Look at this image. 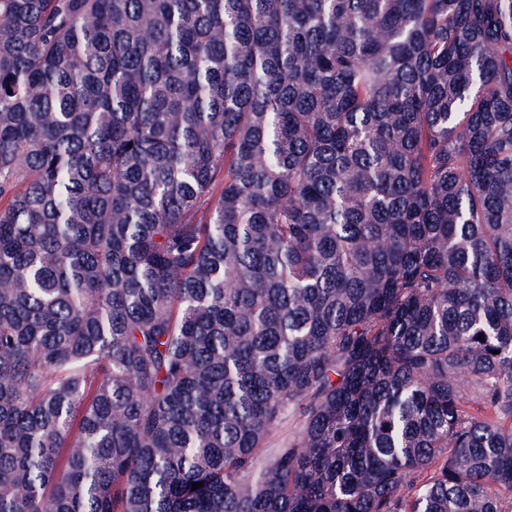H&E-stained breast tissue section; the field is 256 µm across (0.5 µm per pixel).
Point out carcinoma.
I'll return each instance as SVG.
<instances>
[{"label":"carcinoma","mask_w":512,"mask_h":512,"mask_svg":"<svg viewBox=\"0 0 512 512\" xmlns=\"http://www.w3.org/2000/svg\"><path fill=\"white\" fill-rule=\"evenodd\" d=\"M0 512H512V0H0Z\"/></svg>","instance_id":"obj_1"}]
</instances>
